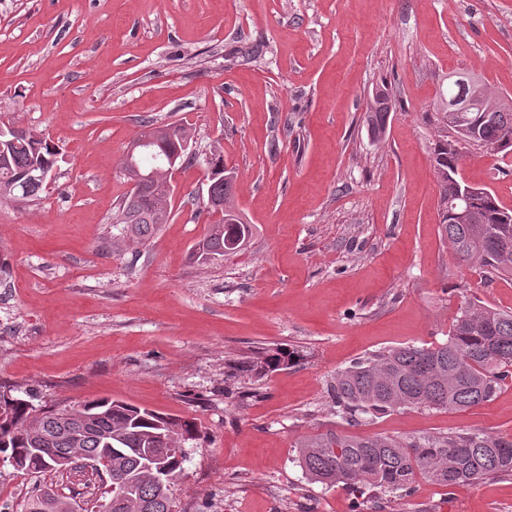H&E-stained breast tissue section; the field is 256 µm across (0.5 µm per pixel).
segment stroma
<instances>
[{"label": "stroma", "mask_w": 512, "mask_h": 512, "mask_svg": "<svg viewBox=\"0 0 512 512\" xmlns=\"http://www.w3.org/2000/svg\"><path fill=\"white\" fill-rule=\"evenodd\" d=\"M512 98V0H0V123L59 148L41 201H0V389L34 404L102 397L201 422L176 512H352L311 483L303 437L333 428L409 437L479 430L512 439V379L483 405L399 409L350 426L327 388L354 360L446 342L460 307L512 310V280L486 281L440 235L432 104L449 76ZM385 133L364 121L380 88ZM192 128L155 238L120 242L121 160L142 121ZM220 149L252 234L198 261L210 217L201 161ZM464 181L512 210V153L463 150ZM300 351L257 380H225L259 349ZM49 486L91 512L88 469L33 479L0 465L22 501ZM363 512H512V476Z\"/></svg>", "instance_id": "stroma-1"}]
</instances>
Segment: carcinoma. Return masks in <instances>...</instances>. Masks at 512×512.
<instances>
[{
    "instance_id": "1",
    "label": "carcinoma",
    "mask_w": 512,
    "mask_h": 512,
    "mask_svg": "<svg viewBox=\"0 0 512 512\" xmlns=\"http://www.w3.org/2000/svg\"><path fill=\"white\" fill-rule=\"evenodd\" d=\"M481 82L458 75L448 94L435 104L438 121L453 132L434 150V167L441 197H456L471 189L477 201L479 223L458 220L443 209L439 214L442 238L450 242L462 260L489 278L512 276V211L498 203L489 190L458 178L461 146L512 150V103L502 101L468 113L461 122L448 111V99L461 92L478 97ZM388 92L376 93L365 121L374 136L386 128L390 109ZM173 124L148 120L137 138L148 143L123 168L137 167L140 186L120 197L112 223L120 226L122 240L143 245L158 233L163 217L171 215L172 192L155 183L153 170L162 160L177 164L194 159ZM0 199L30 203L42 199L56 164L58 149L47 139L0 125ZM208 198L234 203V178H224V155L213 150L206 160ZM240 212L227 214L221 223H209L199 243L198 259L216 260L236 249L249 235ZM301 359L298 351H262L229 366L228 377L246 372L262 378ZM512 378V311L500 310L479 300L457 312L448 340L431 347L395 346L357 360L336 372L328 393L335 414L356 425L398 409L460 410L492 400L502 384ZM0 455L22 461L18 473L38 477L61 468L84 469L105 460L112 472L126 477L125 486L114 490L98 512H174L173 488L182 478L186 453L164 460L160 476L143 466L147 454L159 448H185L203 439V429L193 419L161 414L126 402L103 398L71 406L36 408L31 401L0 391ZM297 462L307 477L327 487L345 486L357 497L410 498L415 478L422 475L448 489L476 484L484 479L512 476V440L481 431L408 438L348 435L330 429L304 438L297 445ZM66 460L65 465L55 459ZM66 498L50 488L38 490L23 501L20 512H58Z\"/></svg>"
}]
</instances>
